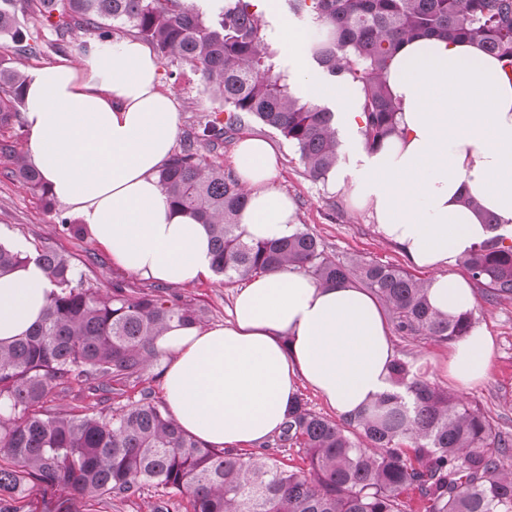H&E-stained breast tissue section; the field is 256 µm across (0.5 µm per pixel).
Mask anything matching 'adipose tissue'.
Segmentation results:
<instances>
[{
    "label": "adipose tissue",
    "instance_id": "1",
    "mask_svg": "<svg viewBox=\"0 0 512 512\" xmlns=\"http://www.w3.org/2000/svg\"><path fill=\"white\" fill-rule=\"evenodd\" d=\"M310 99L341 104L337 127L358 135L363 118L347 85L306 76ZM399 104L398 131L364 152L341 145L327 176L385 240L432 271L430 304L455 317L472 310L466 279L446 268L487 240L486 216L512 230V80L478 46L419 38L389 72ZM22 121L31 163L53 197L88 226L129 272L177 286L210 268L206 227L173 210L158 182L178 136L171 93L143 42L94 49L29 71ZM278 161L262 139L241 138L234 169L245 190L238 216L248 240L269 241L296 228L297 207L275 184ZM50 292L33 262L0 276V341L25 336ZM165 355V401L186 433L215 448L245 449L278 434L300 385L349 419L394 392V351L375 298L350 281L323 284L283 270L249 280L221 326L171 323L156 339ZM495 343L474 332L451 348L447 372L464 388L483 383Z\"/></svg>",
    "mask_w": 512,
    "mask_h": 512
}]
</instances>
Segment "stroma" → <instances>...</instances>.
<instances>
[{"instance_id": "obj_1", "label": "stroma", "mask_w": 512, "mask_h": 512, "mask_svg": "<svg viewBox=\"0 0 512 512\" xmlns=\"http://www.w3.org/2000/svg\"><path fill=\"white\" fill-rule=\"evenodd\" d=\"M264 20L269 42L286 69L293 72L301 66L311 73H318L319 68L311 56L299 60L288 52L290 31L300 30L310 36L314 29L305 19L289 12L286 0H278L275 11L265 15ZM20 23L30 39L44 46L39 57L22 59L21 69L25 72L36 66L56 63L62 57L83 60L82 42L93 44L97 41L95 33L78 32L70 39L66 52L59 54L49 47V33L40 29L32 16L21 17ZM160 81L162 88L175 96L180 135L195 131L208 120L223 118L222 102L202 89L189 67L161 65ZM242 132L267 139L274 145L280 156L277 184L294 199L299 224L322 241L329 256L340 260L366 257L396 265L423 280L430 278V271L413 266L397 245L382 238L367 212L353 208L343 193L313 181L294 147L279 133L256 121L246 123ZM13 168L12 159L0 156V236L23 240L31 250L43 244L52 246L69 257L83 287L101 296H111L118 285L133 290L153 289V281L118 265L91 233L77 236L67 231L61 223L62 218H69L74 224L79 221L68 207L58 203L52 212H44L41 202L13 176ZM238 287V282L210 273L196 283L170 287L169 292L183 302L204 308L206 326L215 327L229 319ZM472 291L476 298L472 327L492 336L495 341V355L485 382L470 390L458 391L444 370L450 349L445 342L395 335L391 338L394 355L413 363L431 382L449 393H460L463 400L488 416L497 430L512 434V300L489 303L480 286H473Z\"/></svg>"}]
</instances>
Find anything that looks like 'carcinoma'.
Listing matches in <instances>:
<instances>
[{
  "label": "carcinoma",
  "instance_id": "carcinoma-1",
  "mask_svg": "<svg viewBox=\"0 0 512 512\" xmlns=\"http://www.w3.org/2000/svg\"><path fill=\"white\" fill-rule=\"evenodd\" d=\"M288 9L319 31L312 58L333 80L359 95L368 148L397 132L399 104L387 76L404 42L415 37L479 45L512 76V0H287ZM36 8V21L62 52L74 31L111 38L118 23L151 44L158 57L187 65L224 101V120L208 121L174 152L158 180L169 205L206 226L211 270L228 280L293 269L319 282L350 280L386 307L395 331L433 341L468 335L472 313L435 311L426 281L390 264L336 260L306 229L286 238L249 243L237 222L245 203L237 177L201 152L215 148L253 117L298 152L309 177L326 181L339 159L334 112L304 101L291 88L277 52L267 43L263 16L250 0H223L204 11L182 0H0V37L29 56L18 15ZM25 75L0 59V127L24 104ZM15 158L13 174L47 211L52 195L40 172ZM462 263L490 300H512V234L498 232ZM34 260L53 285L41 321L10 343L0 342V512H28L31 493L50 500L44 512H80L107 499L163 488L188 499V512H512V436L413 364H391L394 384L354 419L337 422L300 399L277 441L302 449L307 467L271 453L248 456L210 448L184 433L152 392L142 389L108 411L90 406L45 413L54 388L66 383L98 404L112 382H139L159 357L155 339L170 322L201 325L206 312L163 290L112 297L75 285L68 257L49 246L22 255L0 243V275ZM419 494V509L405 493Z\"/></svg>",
  "mask_w": 512,
  "mask_h": 512
}]
</instances>
